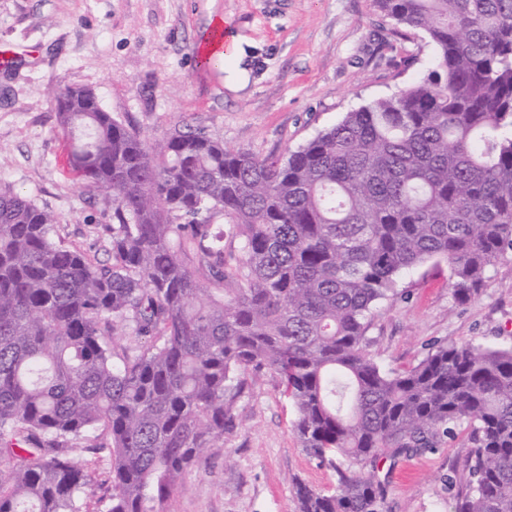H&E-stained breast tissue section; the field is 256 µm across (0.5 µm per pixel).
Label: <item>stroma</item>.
Segmentation results:
<instances>
[{
	"label": "stroma",
	"mask_w": 512,
	"mask_h": 512,
	"mask_svg": "<svg viewBox=\"0 0 512 512\" xmlns=\"http://www.w3.org/2000/svg\"><path fill=\"white\" fill-rule=\"evenodd\" d=\"M245 38L251 73L233 91L218 67L197 63L215 18ZM0 186L59 219L65 243L108 263L112 204L85 189L45 100L58 86L92 90L114 116L161 139L190 126L232 148L284 156L345 112L394 92L426 70L422 33L399 39L373 0H0ZM479 296L457 304L447 263L408 276V299L378 308L367 336L384 366L417 363L428 343L512 347V257L498 259ZM241 426L176 486L171 512H299L295 482L335 476L303 450L294 405L276 375L250 374ZM472 449L467 434L422 454L381 459L384 512H453L448 477Z\"/></svg>",
	"instance_id": "35a3bbf8"
}]
</instances>
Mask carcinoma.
Segmentation results:
<instances>
[{"label": "carcinoma", "mask_w": 512, "mask_h": 512, "mask_svg": "<svg viewBox=\"0 0 512 512\" xmlns=\"http://www.w3.org/2000/svg\"><path fill=\"white\" fill-rule=\"evenodd\" d=\"M374 2L430 67L286 158L190 127L151 141L89 89L49 93L71 168L112 198V264L0 187V512H89L91 458L102 512H169L250 370L279 376L335 473L294 484L300 512H382L364 466L459 431L454 512H512V349L440 341L396 369L366 336L413 270L448 263L464 304L512 255V0Z\"/></svg>", "instance_id": "cac0c4a2"}]
</instances>
